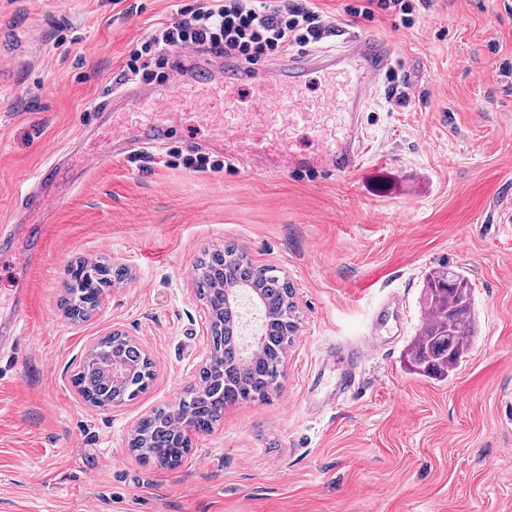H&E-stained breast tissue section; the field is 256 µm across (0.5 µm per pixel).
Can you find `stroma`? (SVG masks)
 Returning a JSON list of instances; mask_svg holds the SVG:
<instances>
[{
	"label": "stroma",
	"instance_id": "35a3bbf8",
	"mask_svg": "<svg viewBox=\"0 0 512 512\" xmlns=\"http://www.w3.org/2000/svg\"><path fill=\"white\" fill-rule=\"evenodd\" d=\"M195 0H0V225L45 165L108 147L97 105L126 86L129 49ZM336 28L394 48L400 106L381 78L366 152L331 177L225 164L187 116L163 145L95 165L43 224L18 351H0V512H512V0H412L414 24L347 16ZM235 243L293 285L280 386L225 407L180 465L142 464L136 424L174 408L210 355L211 313L191 271ZM123 263L84 321L59 301L78 263ZM472 284L478 324L452 378L409 373L422 280L441 264ZM396 296L400 316L374 322ZM143 346L154 379L102 410L72 377L112 329ZM375 335L360 390L312 415L325 348ZM324 370V369H321ZM325 382L339 374L324 370Z\"/></svg>",
	"mask_w": 512,
	"mask_h": 512
}]
</instances>
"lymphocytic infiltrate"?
<instances>
[{
	"instance_id": "1",
	"label": "lymphocytic infiltrate",
	"mask_w": 512,
	"mask_h": 512,
	"mask_svg": "<svg viewBox=\"0 0 512 512\" xmlns=\"http://www.w3.org/2000/svg\"><path fill=\"white\" fill-rule=\"evenodd\" d=\"M330 32L314 0H279L271 7L265 0H200L132 49L126 74L146 81L168 80L169 56L178 49L255 64L320 43Z\"/></svg>"
}]
</instances>
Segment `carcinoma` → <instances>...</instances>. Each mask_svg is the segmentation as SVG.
<instances>
[{
    "instance_id": "carcinoma-1",
    "label": "carcinoma",
    "mask_w": 512,
    "mask_h": 512,
    "mask_svg": "<svg viewBox=\"0 0 512 512\" xmlns=\"http://www.w3.org/2000/svg\"><path fill=\"white\" fill-rule=\"evenodd\" d=\"M198 269V295L209 302L212 320L224 321V332L211 333L214 360L202 370L199 384L188 389L178 402L185 431L176 433L170 428V412L164 409L137 424L131 449L145 464L181 462L189 451L190 436L210 431L225 406L268 395L282 376L283 358L291 343L288 312L292 308V289L274 269L253 264L233 245L209 254ZM99 270V278L89 276L84 265L70 272L64 305L71 319L87 318L98 307L103 287L126 279L121 266H101ZM243 284L258 291V308L263 314L261 346L247 354L242 349L239 317L235 310L221 306L217 293L221 286L226 292H234ZM423 288L427 312L407 351V367L417 376L445 381L464 362L477 333L471 316L472 288L461 270L450 265L428 271ZM115 357L132 367L122 384L113 383L108 374ZM153 376L152 363L142 357L136 343L126 336H115L101 339L89 350L74 385L95 404L123 403L144 393Z\"/></svg>"
}]
</instances>
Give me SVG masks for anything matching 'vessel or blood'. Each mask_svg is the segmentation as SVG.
Segmentation results:
<instances>
[{
	"mask_svg": "<svg viewBox=\"0 0 512 512\" xmlns=\"http://www.w3.org/2000/svg\"><path fill=\"white\" fill-rule=\"evenodd\" d=\"M392 63L393 51L384 40L349 31L335 46L290 54L269 68L231 57L220 67L180 64L176 69L180 97H173L163 83L129 93L118 104L110 98L101 103V111L112 115V151L85 154L74 171L82 173L91 162H105L137 145H159L172 129L171 116L184 111L210 128L213 143L222 147L229 161L262 170L349 172L364 152L363 114L377 80ZM313 84L321 89L319 98H304V91ZM246 94L256 97L260 111L239 108ZM134 107L150 112V120L126 125L123 115ZM58 175L51 165L42 171L38 188L20 199L24 212L42 215L65 201ZM15 237L14 230L0 226V249L17 258L11 303L0 313V346L12 350L20 343L28 314L26 273L44 247L36 226L27 228L23 243H16ZM377 347L371 341L328 348V359L342 360L346 369L326 393L327 406H336L355 393L357 378Z\"/></svg>",
	"mask_w": 512,
	"mask_h": 512,
	"instance_id": "vessel-or-blood-1",
	"label": "vessel or blood"
}]
</instances>
